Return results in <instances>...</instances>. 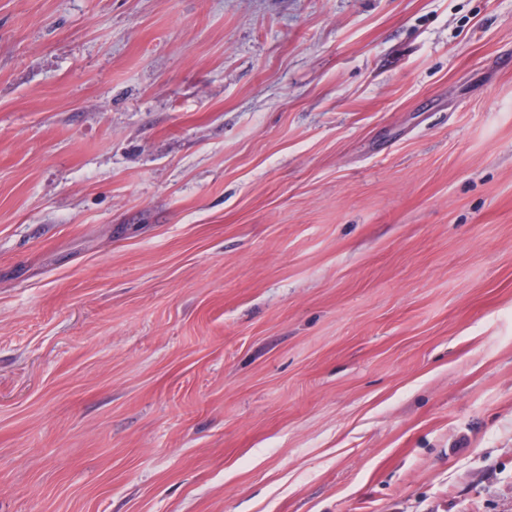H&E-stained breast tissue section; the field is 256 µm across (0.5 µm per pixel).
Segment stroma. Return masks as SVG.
<instances>
[{"label":"stroma","instance_id":"1","mask_svg":"<svg viewBox=\"0 0 512 512\" xmlns=\"http://www.w3.org/2000/svg\"><path fill=\"white\" fill-rule=\"evenodd\" d=\"M0 512H512V0H0Z\"/></svg>","mask_w":512,"mask_h":512}]
</instances>
